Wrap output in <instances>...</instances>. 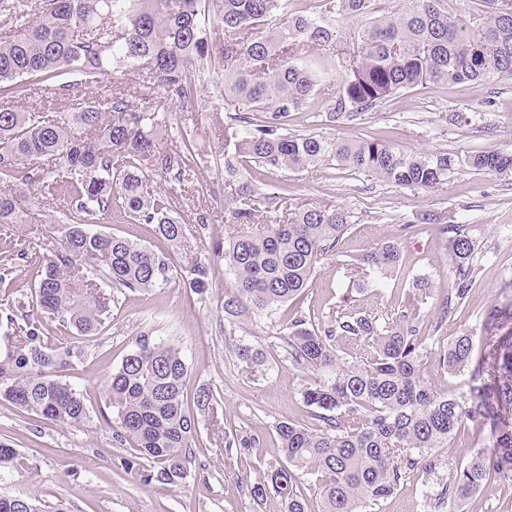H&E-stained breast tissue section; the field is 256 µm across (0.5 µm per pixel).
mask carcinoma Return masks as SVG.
I'll list each match as a JSON object with an SVG mask.
<instances>
[{"instance_id":"cac0c4a2","label":"carcinoma","mask_w":512,"mask_h":512,"mask_svg":"<svg viewBox=\"0 0 512 512\" xmlns=\"http://www.w3.org/2000/svg\"><path fill=\"white\" fill-rule=\"evenodd\" d=\"M468 16L448 13V0H0V228L37 220L38 196L63 197L78 216L59 224L55 244L40 252L6 245L32 272L30 292L13 288V268L0 266V401L69 425L88 419L86 395L63 380L84 356L80 343L112 317L109 288L132 293L168 284L179 271L196 294L212 288L202 262L177 265L127 237L93 228L101 220L152 224L168 244L186 239L171 216L175 195L159 192L146 170L187 180L199 166L193 141L165 143L161 102L133 109L123 95H99L75 112H21L10 106L31 83H47L69 99L100 89L112 71L132 70L165 98L199 111L208 87L241 106L224 120V184L237 230L213 245L230 277L224 285V323L269 317L303 296L318 264L342 253L352 234L347 211L310 206L288 212V198L259 191L242 178L250 163L274 175L335 163L371 172L398 186L428 191L448 184L462 163L512 170V155L484 151L405 153L380 141H338L288 132V117L320 91L337 89L335 112H372L392 95L418 86L512 75V0H482ZM227 65L215 67V56ZM254 116H249V113ZM427 221L448 235L454 287L441 297L432 340L466 300L474 275L475 242L465 224ZM400 245L386 240L341 264L349 284L326 320L298 309L278 320L283 361L317 373L301 390L313 426L275 425L283 461L253 484L258 502L278 497L285 512H307L301 478L316 476L322 512H372L417 472L438 468L435 450L468 421L494 439L452 469L430 512H444L493 478L512 481V307L492 306L481 324L482 351L461 332L437 349L447 374L468 373L469 389L450 394L422 373L427 356L415 310L433 297L418 278L403 310L388 313L357 304L355 285L393 273ZM99 267L101 281L80 261ZM74 341L64 346L49 324ZM238 359L263 363L262 352L235 345ZM188 367L176 345L144 333L106 382L113 437L129 445L121 466L141 484L181 486L189 477L197 420L185 408ZM255 436L228 434L225 447L247 450ZM147 464H142L141 460ZM0 512H69L62 501L45 508L30 497L0 496Z\"/></svg>"}]
</instances>
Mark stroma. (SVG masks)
<instances>
[{
	"mask_svg": "<svg viewBox=\"0 0 512 512\" xmlns=\"http://www.w3.org/2000/svg\"><path fill=\"white\" fill-rule=\"evenodd\" d=\"M335 106L334 95L319 96L309 111L290 114L289 131L341 140L378 139L408 153H512V77L420 87L352 118L333 119ZM165 108L171 139L189 137L203 157L176 200L177 215L190 234L184 246L172 250L149 224L115 222L108 230L140 238L155 251H173L183 263L204 261L212 286L203 295L176 282L148 293L114 290L110 324L85 341L83 358L65 373L66 380L87 395L90 419L84 424L46 421L0 402V443L19 453L17 467L0 474V495H26L48 504L62 500L70 512H284L276 496L256 502L247 484L281 460L274 431L278 421L311 424L301 390L313 375L282 362L269 320L244 322L231 336L224 332L228 277L223 260L212 256L211 245L230 236L234 227L218 218L226 193L224 141L217 128L238 105L230 98L210 97L189 122L177 101H168ZM244 176L265 192L287 195L291 207L333 205L348 211L354 225L348 253L396 238L402 251L400 269L378 286L365 287L358 300L368 308L394 310L414 278H429L434 296L417 312L423 335L431 333L438 297L453 285L448 240L435 225L425 223L426 214L467 225L477 245L472 288L449 322L448 335L479 332L489 306L512 302V171L496 173L464 164L435 191L401 187L338 166L271 176L253 165ZM205 214L209 222L200 223ZM337 268L333 259L318 265L312 286L300 301L302 309L325 313L335 306L342 293ZM144 332L181 348L189 368L187 395L202 388L213 393L211 409L197 414L199 443L191 476L181 487L146 486L125 472L119 460L129 449L115 442L112 424L102 415L108 374ZM239 340L263 349V366L238 360L233 345ZM235 430L259 436L260 445L245 452L225 447V433ZM490 445L486 428L466 423L448 447L438 449L440 466L431 485L447 478L454 464ZM460 512H512V484L488 482L462 502Z\"/></svg>",
	"mask_w": 512,
	"mask_h": 512,
	"instance_id": "stroma-1",
	"label": "stroma"
}]
</instances>
